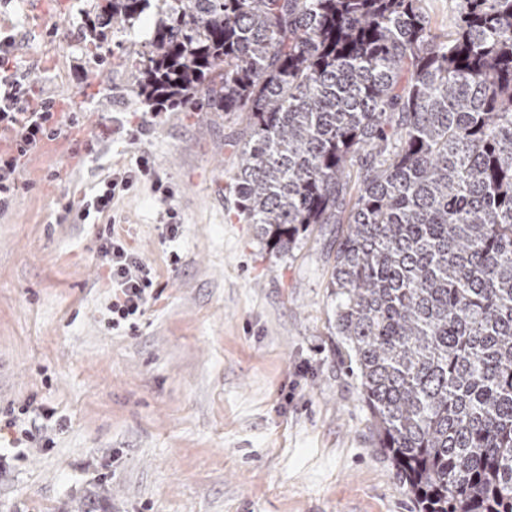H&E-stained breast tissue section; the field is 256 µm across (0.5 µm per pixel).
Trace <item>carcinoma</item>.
<instances>
[{"instance_id":"cac0c4a2","label":"carcinoma","mask_w":512,"mask_h":512,"mask_svg":"<svg viewBox=\"0 0 512 512\" xmlns=\"http://www.w3.org/2000/svg\"><path fill=\"white\" fill-rule=\"evenodd\" d=\"M100 0L150 7L160 107L245 114L231 183L274 256L345 224L335 329L419 512H512V0ZM423 6L434 27L444 31L452 30L455 20V1L424 0Z\"/></svg>"}]
</instances>
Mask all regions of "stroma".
I'll use <instances>...</instances> for the list:
<instances>
[{
  "label": "stroma",
  "instance_id": "35a3bbf8",
  "mask_svg": "<svg viewBox=\"0 0 512 512\" xmlns=\"http://www.w3.org/2000/svg\"><path fill=\"white\" fill-rule=\"evenodd\" d=\"M96 3L0 0L34 96L79 118L60 152L26 156L0 213V407L55 413L53 446L0 469V512H417L334 333L345 225L272 256L229 189L242 121L152 114L120 59L146 49L153 17L94 42ZM142 155L170 197L144 180L112 210L163 291L113 332L97 226L64 207Z\"/></svg>",
  "mask_w": 512,
  "mask_h": 512
}]
</instances>
